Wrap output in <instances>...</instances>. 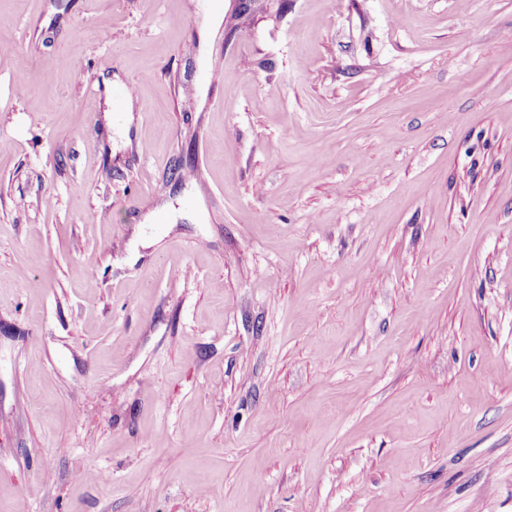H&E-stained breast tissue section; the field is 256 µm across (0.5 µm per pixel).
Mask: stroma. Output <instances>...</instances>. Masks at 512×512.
Here are the masks:
<instances>
[{
	"instance_id": "1",
	"label": "stroma",
	"mask_w": 512,
	"mask_h": 512,
	"mask_svg": "<svg viewBox=\"0 0 512 512\" xmlns=\"http://www.w3.org/2000/svg\"><path fill=\"white\" fill-rule=\"evenodd\" d=\"M211 3L0 0V512H512V0ZM139 92V86L135 83L127 82L112 88V99L117 104H122L126 99H128L125 109L123 112L125 114L122 117V124L124 129L129 130L130 125L132 124L134 117L132 114V100L131 97L135 96Z\"/></svg>"
}]
</instances>
